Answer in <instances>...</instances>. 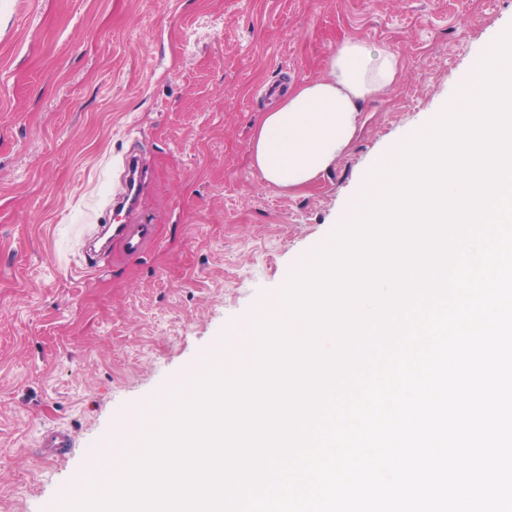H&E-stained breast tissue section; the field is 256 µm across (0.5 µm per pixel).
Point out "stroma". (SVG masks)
<instances>
[{"label":"stroma","instance_id":"35a3bbf8","mask_svg":"<svg viewBox=\"0 0 512 512\" xmlns=\"http://www.w3.org/2000/svg\"><path fill=\"white\" fill-rule=\"evenodd\" d=\"M511 26L512 0H0V512H55L124 417L244 340ZM348 38L396 48L400 81L333 169L280 193L252 134ZM133 154L156 243L91 261ZM53 430L72 444L46 467Z\"/></svg>","mask_w":512,"mask_h":512}]
</instances>
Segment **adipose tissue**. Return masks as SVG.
I'll return each instance as SVG.
<instances>
[{"mask_svg":"<svg viewBox=\"0 0 512 512\" xmlns=\"http://www.w3.org/2000/svg\"><path fill=\"white\" fill-rule=\"evenodd\" d=\"M399 72L395 51L344 40L323 76L292 88L263 115L250 144L252 168L282 193L310 188L356 138L362 103L387 93Z\"/></svg>","mask_w":512,"mask_h":512,"instance_id":"1","label":"adipose tissue"}]
</instances>
